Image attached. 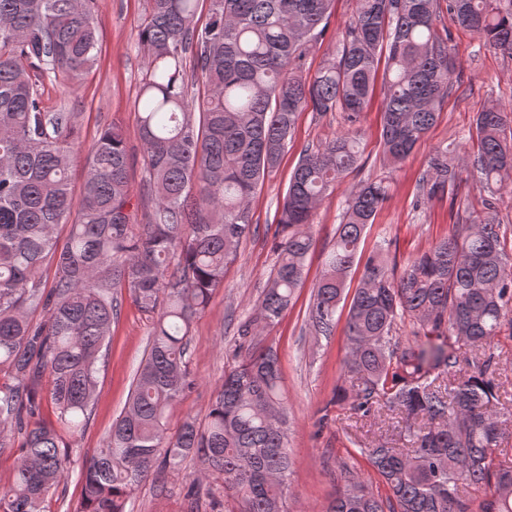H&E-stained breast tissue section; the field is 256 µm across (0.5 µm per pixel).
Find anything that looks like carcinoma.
Instances as JSON below:
<instances>
[{"label":"carcinoma","instance_id":"cac0c4a2","mask_svg":"<svg viewBox=\"0 0 512 512\" xmlns=\"http://www.w3.org/2000/svg\"><path fill=\"white\" fill-rule=\"evenodd\" d=\"M461 27L512 55V0H355L336 52L313 75L302 61L322 38L334 0H149L138 39L146 68L137 102L154 209L132 224L127 133L104 129L90 153L79 197L69 186L74 112H49L38 89L50 74L73 84L95 65L96 0H0V426L22 437L0 512H42L69 455L42 417L36 389L51 377L57 421L78 431L88 419L98 362L112 319L114 288L158 312L144 364L106 448L84 466L75 512H125L158 469L189 456L204 466L186 493L195 508L203 480H221L231 512H286L288 434L277 352L258 340L304 285L319 202L361 160L356 123L382 73L386 166L397 167L439 116L454 86L440 2ZM338 110L349 129L304 150L291 176L272 248L278 259L254 314L237 333L244 359L224 374L206 419L170 434L167 413L194 386L186 356L190 327L224 282L243 240L255 232L250 199L274 175L298 115ZM476 152L430 154L416 202L448 194L475 172L488 198L512 195V106L476 113ZM390 183L370 180L351 195L309 320L329 336L368 224ZM69 225L64 242L55 226ZM54 267L50 287L39 273ZM47 312L40 324L30 312ZM419 327L405 346L393 332ZM512 330V241L492 219L469 224L408 260L401 271L380 248L364 260L351 298L344 367L355 377L335 402L357 419L400 416L405 448L364 449L387 489L382 499L352 477L320 512H512V458L502 447L501 368L494 340Z\"/></svg>","mask_w":512,"mask_h":512}]
</instances>
